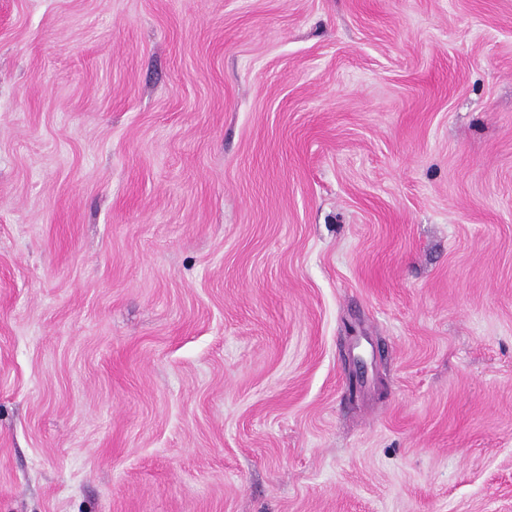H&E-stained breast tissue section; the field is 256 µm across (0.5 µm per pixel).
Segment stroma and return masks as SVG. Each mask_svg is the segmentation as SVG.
<instances>
[{"label":"stroma","mask_w":512,"mask_h":512,"mask_svg":"<svg viewBox=\"0 0 512 512\" xmlns=\"http://www.w3.org/2000/svg\"><path fill=\"white\" fill-rule=\"evenodd\" d=\"M0 512H512V0H0Z\"/></svg>","instance_id":"35a3bbf8"}]
</instances>
